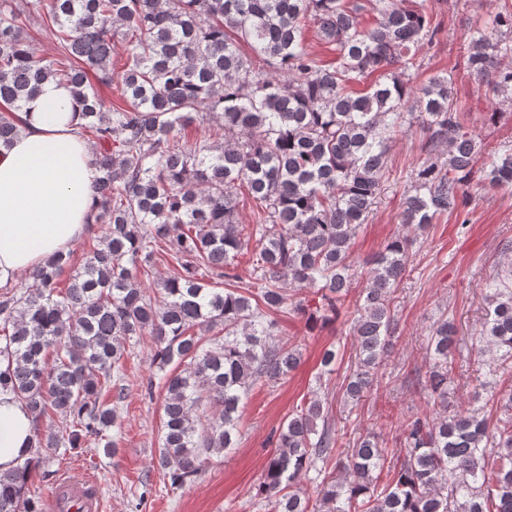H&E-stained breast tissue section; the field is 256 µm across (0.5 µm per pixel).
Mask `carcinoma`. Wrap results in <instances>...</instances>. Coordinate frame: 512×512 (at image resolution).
<instances>
[{"instance_id":"1","label":"carcinoma","mask_w":512,"mask_h":512,"mask_svg":"<svg viewBox=\"0 0 512 512\" xmlns=\"http://www.w3.org/2000/svg\"><path fill=\"white\" fill-rule=\"evenodd\" d=\"M369 10L376 19L365 26ZM47 22L63 68L44 62L28 35ZM307 22L332 47L331 62L309 49ZM439 31L431 0H0V146L19 135L16 113L44 82L70 86L84 118L80 136L96 146L101 172L89 224L107 226L68 281L61 276L71 254H57L31 282L0 289V390L26 403L33 425L29 453L0 474V512H42L29 482L60 449L116 451L108 431L126 396L125 356L142 336L163 372L149 377L145 394L165 391L157 465L170 487L194 482L213 455L236 447L253 387H272L301 363L297 347L273 340L270 314L301 312L304 288L321 293L323 312L343 306L356 274L352 240L381 194L390 144L418 127L426 158L405 192L407 232L367 261L354 319L358 361L343 397L359 402L394 335L391 297L418 236L467 207L483 154L492 159L482 180L512 188V144L488 151L465 126L452 74L412 83L420 51ZM467 65L512 109V0L475 28ZM99 84L119 97L106 103ZM196 122L220 142L187 143ZM240 195L254 203L252 226L238 220ZM252 239L245 283L238 258ZM161 257L173 269L147 288ZM486 300L479 340L495 366L483 373L484 387L512 372V261ZM453 346V326L441 318L429 369L417 378L434 415L409 418L395 451L373 434L359 436L335 474L324 468L339 434L326 397L312 391L279 428L277 452L254 487L257 506L512 512V388L491 394L496 417L486 405L448 414ZM337 361L335 347L323 351L317 383ZM172 363L182 370L164 373ZM312 472L314 501L301 481Z\"/></svg>"}]
</instances>
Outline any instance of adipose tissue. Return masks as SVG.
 <instances>
[{
  "instance_id": "1",
  "label": "adipose tissue",
  "mask_w": 512,
  "mask_h": 512,
  "mask_svg": "<svg viewBox=\"0 0 512 512\" xmlns=\"http://www.w3.org/2000/svg\"><path fill=\"white\" fill-rule=\"evenodd\" d=\"M20 119V134L0 149V286L69 251L85 234L100 176L76 135L83 119L70 88L46 83ZM31 434L26 406L0 391V472L15 467Z\"/></svg>"
}]
</instances>
